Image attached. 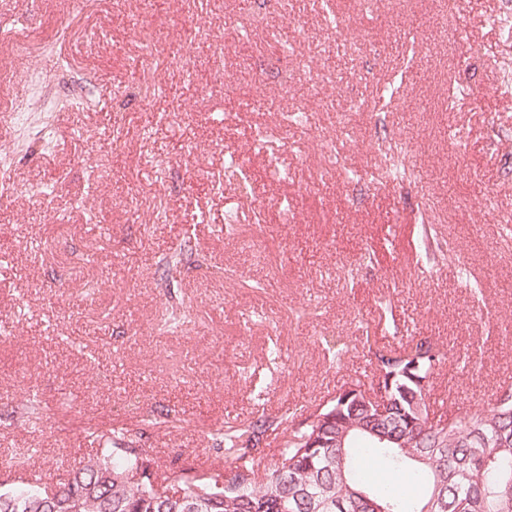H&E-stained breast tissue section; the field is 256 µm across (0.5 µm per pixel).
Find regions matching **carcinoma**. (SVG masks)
Returning <instances> with one entry per match:
<instances>
[{
    "mask_svg": "<svg viewBox=\"0 0 512 512\" xmlns=\"http://www.w3.org/2000/svg\"><path fill=\"white\" fill-rule=\"evenodd\" d=\"M194 254L184 239L160 259L166 279ZM444 354L411 338L401 350L371 352V383H353L301 422L260 416L209 434L230 464L224 480L199 466L165 475L158 488L139 473L158 468L142 436L126 427L88 432L97 447L62 487L0 490V512H512V386L494 402L445 418L431 388ZM287 433L267 465L268 432ZM375 460L417 473L412 499L371 482Z\"/></svg>",
    "mask_w": 512,
    "mask_h": 512,
    "instance_id": "1",
    "label": "carcinoma"
}]
</instances>
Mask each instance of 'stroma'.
<instances>
[{"mask_svg":"<svg viewBox=\"0 0 512 512\" xmlns=\"http://www.w3.org/2000/svg\"><path fill=\"white\" fill-rule=\"evenodd\" d=\"M447 2L335 0L332 24L316 0L261 21L257 0H31L25 51L0 44V110L25 111L63 59L90 74L93 106L63 97L38 115L49 150L19 118L0 137L14 188L0 199V490L67 480L90 451L85 428L152 409L177 427L146 441L179 466L225 423L261 410L304 419L369 375L366 333L378 347L428 336L450 352L432 392L445 415L512 384V37L499 24L512 0ZM403 70L405 92L373 110ZM452 74L468 90L453 107ZM297 111L307 124L256 140ZM345 130L356 183L326 166ZM391 138L421 173L409 187L373 176L370 146ZM230 153L247 187L225 176ZM421 199L461 264L421 273ZM229 212L241 225L226 237ZM187 234L200 260L166 289L157 261ZM184 299L191 322L157 328L159 308ZM327 339L347 348L343 367ZM26 448L35 462L15 464Z\"/></svg>","mask_w":512,"mask_h":512,"instance_id":"1","label":"stroma"}]
</instances>
